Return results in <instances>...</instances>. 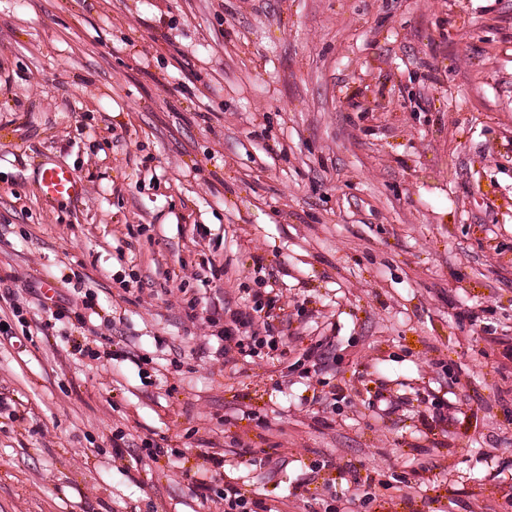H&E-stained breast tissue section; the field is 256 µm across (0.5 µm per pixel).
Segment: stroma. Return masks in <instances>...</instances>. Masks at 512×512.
Here are the masks:
<instances>
[{"instance_id": "35a3bbf8", "label": "stroma", "mask_w": 512, "mask_h": 512, "mask_svg": "<svg viewBox=\"0 0 512 512\" xmlns=\"http://www.w3.org/2000/svg\"><path fill=\"white\" fill-rule=\"evenodd\" d=\"M7 289L0 512H512V0H0ZM42 186L44 194L52 198L78 196L82 190L69 171L57 167L44 170ZM250 320L251 319L249 314H233V319L231 320V322L234 326H224V342L227 343V345L224 346L225 351L229 352L231 344L234 342L235 346L240 351V353H247V350H245V346L249 348V354H246L245 356L252 357L253 354L257 353L255 351V349H257L256 345H260L259 338L257 336H250V341L246 343L247 345H245V339L240 338L241 336H238L236 334L237 332L240 331V327L249 324ZM209 490H212L217 498L224 500V512H257L254 510V507L258 506L257 503L249 501L240 491L229 487H224L223 490L213 488Z\"/></svg>"}]
</instances>
